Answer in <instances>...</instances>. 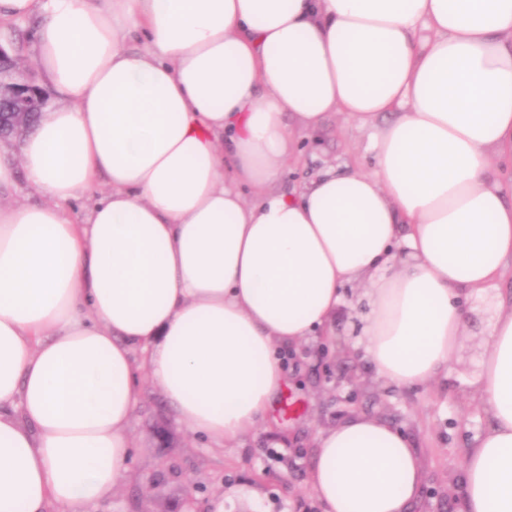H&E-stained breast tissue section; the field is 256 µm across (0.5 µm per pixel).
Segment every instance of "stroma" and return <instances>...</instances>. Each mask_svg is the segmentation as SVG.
I'll return each mask as SVG.
<instances>
[{
    "label": "stroma",
    "instance_id": "35a3bbf8",
    "mask_svg": "<svg viewBox=\"0 0 512 512\" xmlns=\"http://www.w3.org/2000/svg\"><path fill=\"white\" fill-rule=\"evenodd\" d=\"M35 26V19L20 20L0 36V45L32 77L37 74ZM370 142V132L330 118L321 133L301 142V160L285 186L304 184L322 170L357 159L369 161ZM354 329V317L341 313L334 338L320 336L301 347L290 363L291 384L275 409L274 424L231 448L212 447L190 433L160 388L141 378L129 470L119 493L90 512H209L218 498L224 512H321L306 485L314 437L354 413L386 419L421 454L428 479L412 512H461L464 452L487 424L468 385L479 357L473 339L464 338L447 379L426 390L407 389L377 379L371 365L352 352ZM189 481L197 487L190 501L184 491Z\"/></svg>",
    "mask_w": 512,
    "mask_h": 512
}]
</instances>
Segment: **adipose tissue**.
Instances as JSON below:
<instances>
[{"mask_svg": "<svg viewBox=\"0 0 512 512\" xmlns=\"http://www.w3.org/2000/svg\"><path fill=\"white\" fill-rule=\"evenodd\" d=\"M34 15L57 101L0 152V194L42 198L0 203V512L111 499L141 375L230 447L339 313L378 378L424 388L485 296L462 512H512V0H0ZM334 115L374 130L370 167L282 190ZM425 478L358 414L317 433L307 484L323 512H411Z\"/></svg>", "mask_w": 512, "mask_h": 512, "instance_id": "obj_1", "label": "adipose tissue"}]
</instances>
